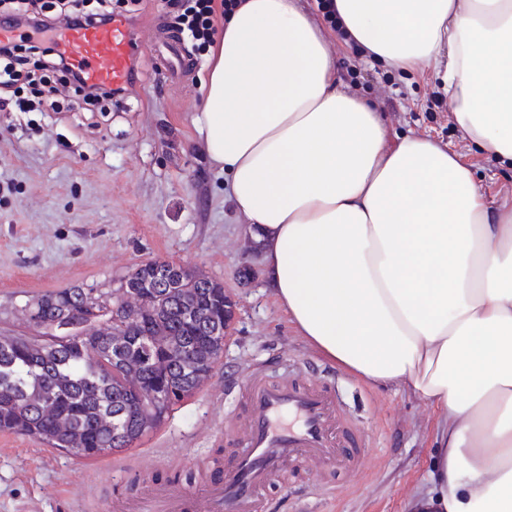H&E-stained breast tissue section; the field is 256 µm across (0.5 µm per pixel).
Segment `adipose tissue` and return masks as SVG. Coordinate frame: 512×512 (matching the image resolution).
<instances>
[{
	"instance_id": "adipose-tissue-1",
	"label": "adipose tissue",
	"mask_w": 512,
	"mask_h": 512,
	"mask_svg": "<svg viewBox=\"0 0 512 512\" xmlns=\"http://www.w3.org/2000/svg\"><path fill=\"white\" fill-rule=\"evenodd\" d=\"M363 57L442 80L462 137L512 166V0H334ZM195 129L307 344L435 407L406 512H512V196L424 136L388 144L298 0H242Z\"/></svg>"
}]
</instances>
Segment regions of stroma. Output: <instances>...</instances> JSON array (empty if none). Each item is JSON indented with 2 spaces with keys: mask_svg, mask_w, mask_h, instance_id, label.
I'll return each mask as SVG.
<instances>
[{
  "mask_svg": "<svg viewBox=\"0 0 512 512\" xmlns=\"http://www.w3.org/2000/svg\"><path fill=\"white\" fill-rule=\"evenodd\" d=\"M48 22L105 10L143 30L178 36L167 0H39ZM326 35L338 75L382 112L389 139L426 134L471 165L477 181L512 193V169L461 139L439 78L365 61L334 30ZM182 47L188 73L169 79L160 60H136V86L121 102L72 111L73 91L41 56L23 51V71L55 86L42 112L0 109V335L33 331L26 306L60 290L120 293L134 268L167 260L223 283L237 301L224 356L203 386L135 449L86 460L29 436L0 431V512H111L113 497L142 485L183 488L231 479L224 416L239 411L246 370L280 377L310 362L337 382L341 406L371 440L365 477L335 499L313 495L314 475L274 480L265 512H405L427 485L434 410L394 387L370 385L328 362L300 337L266 286L261 255L243 216L224 198V173L209 162L194 127L204 103L207 54Z\"/></svg>",
  "mask_w": 512,
  "mask_h": 512,
  "instance_id": "obj_1",
  "label": "stroma"
}]
</instances>
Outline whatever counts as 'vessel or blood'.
<instances>
[{"label":"vessel or blood","mask_w":512,"mask_h":512,"mask_svg":"<svg viewBox=\"0 0 512 512\" xmlns=\"http://www.w3.org/2000/svg\"><path fill=\"white\" fill-rule=\"evenodd\" d=\"M60 40L89 83L128 84L139 38L125 18L64 30ZM247 386L246 414L224 418V440L236 449V479L216 478L191 491L150 486L141 512H261L260 491L295 467L318 471L337 460L351 476L366 471L369 437L327 385L298 368L273 380L253 367ZM284 416L293 426L279 427Z\"/></svg>","instance_id":"vessel-or-blood-1"}]
</instances>
